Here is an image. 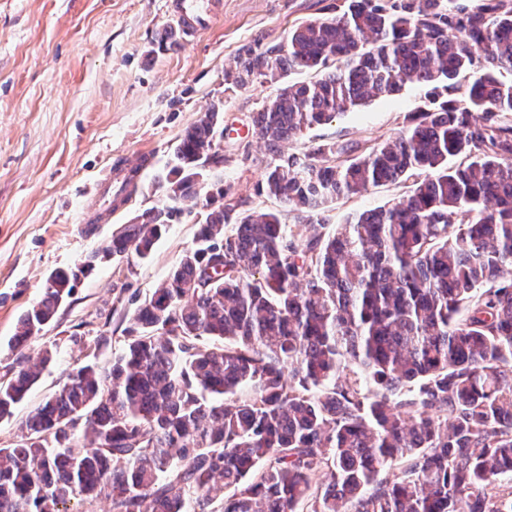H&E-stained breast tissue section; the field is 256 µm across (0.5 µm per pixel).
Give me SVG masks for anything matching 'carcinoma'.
Instances as JSON below:
<instances>
[{
    "instance_id": "obj_1",
    "label": "carcinoma",
    "mask_w": 512,
    "mask_h": 512,
    "mask_svg": "<svg viewBox=\"0 0 512 512\" xmlns=\"http://www.w3.org/2000/svg\"><path fill=\"white\" fill-rule=\"evenodd\" d=\"M324 11L224 71L226 92L278 85L252 119L272 158L259 193L313 234L205 191L224 104L202 113L167 202L101 255L145 259L198 208L194 246L134 308L112 363L80 366L0 448V512L99 497L112 512H512V0ZM407 84L428 102L395 136L353 157L334 142L283 154ZM402 181L403 200L324 232L336 199ZM50 278L8 340L22 358L78 275ZM52 358L0 375V420Z\"/></svg>"
}]
</instances>
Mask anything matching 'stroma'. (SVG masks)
I'll return each mask as SVG.
<instances>
[{
    "label": "stroma",
    "mask_w": 512,
    "mask_h": 512,
    "mask_svg": "<svg viewBox=\"0 0 512 512\" xmlns=\"http://www.w3.org/2000/svg\"><path fill=\"white\" fill-rule=\"evenodd\" d=\"M221 16L190 43H163L176 26L167 0H0V374L16 367L6 347L17 320L49 275L76 267L125 224L165 198L172 149L212 104L224 105L220 155L210 189H224L237 212L281 210L257 186L270 161L252 116L276 87L254 82L224 93V72L241 47L286 40L289 30L323 16L329 0H223ZM408 85L284 143L301 154L318 142L353 147L394 135L424 102ZM136 187L111 211L99 188L116 169ZM398 182L339 198L328 230L348 217L405 196ZM200 214L184 212L146 259L102 262L81 275L72 297L35 339L54 351L28 399L0 421V447L15 446L23 423L86 361H111L134 309L131 295L161 286L193 246Z\"/></svg>",
    "instance_id": "35a3bbf8"
}]
</instances>
